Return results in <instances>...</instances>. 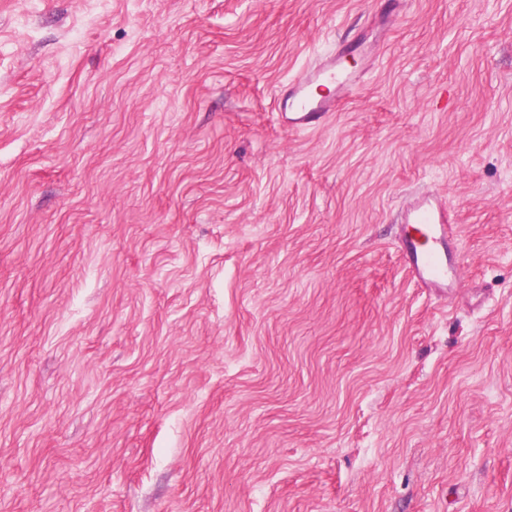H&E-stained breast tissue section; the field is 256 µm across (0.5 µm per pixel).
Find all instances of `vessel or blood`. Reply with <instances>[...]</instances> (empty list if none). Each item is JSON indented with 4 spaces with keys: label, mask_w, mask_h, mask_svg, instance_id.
I'll return each instance as SVG.
<instances>
[{
    "label": "vessel or blood",
    "mask_w": 512,
    "mask_h": 512,
    "mask_svg": "<svg viewBox=\"0 0 512 512\" xmlns=\"http://www.w3.org/2000/svg\"><path fill=\"white\" fill-rule=\"evenodd\" d=\"M362 79V74L343 65L340 54L325 56L282 86L273 100V110L289 128H319L335 111L337 99ZM403 219L408 229L399 251L418 287L439 294L456 287L461 261L450 248L455 229L447 207L435 193L423 190L416 193Z\"/></svg>",
    "instance_id": "b4317fda"
}]
</instances>
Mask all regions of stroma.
Listing matches in <instances>:
<instances>
[{
  "instance_id": "stroma-1",
  "label": "stroma",
  "mask_w": 512,
  "mask_h": 512,
  "mask_svg": "<svg viewBox=\"0 0 512 512\" xmlns=\"http://www.w3.org/2000/svg\"><path fill=\"white\" fill-rule=\"evenodd\" d=\"M0 512H512V0H0ZM341 51L307 66L293 81L282 86L273 100V111L292 129L314 130L336 110V100L360 84L362 73L349 70L341 61ZM327 85L333 90H327ZM318 93L313 92V88ZM325 88L327 93H323ZM408 231L399 251L404 266L420 288L445 294L461 279V260L453 255L450 243L455 235L448 208L435 193H416L403 215Z\"/></svg>"
}]
</instances>
